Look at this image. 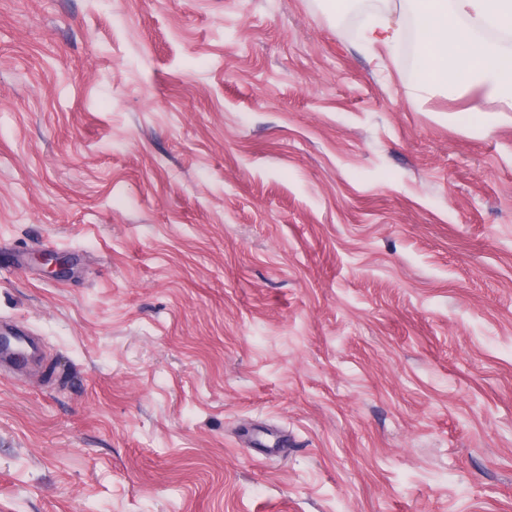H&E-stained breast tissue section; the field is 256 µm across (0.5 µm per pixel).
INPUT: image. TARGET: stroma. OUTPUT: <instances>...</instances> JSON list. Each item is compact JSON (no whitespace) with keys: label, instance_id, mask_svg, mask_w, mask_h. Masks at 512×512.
<instances>
[{"label":"stroma","instance_id":"35a3bbf8","mask_svg":"<svg viewBox=\"0 0 512 512\" xmlns=\"http://www.w3.org/2000/svg\"><path fill=\"white\" fill-rule=\"evenodd\" d=\"M363 2L0 0V512H512V112ZM399 19L389 16L384 22L367 29L366 38L373 44H383L387 47L396 42L399 37Z\"/></svg>","mask_w":512,"mask_h":512}]
</instances>
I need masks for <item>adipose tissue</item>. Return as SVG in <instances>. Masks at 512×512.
<instances>
[{
  "mask_svg": "<svg viewBox=\"0 0 512 512\" xmlns=\"http://www.w3.org/2000/svg\"><path fill=\"white\" fill-rule=\"evenodd\" d=\"M423 31L417 89L429 93L448 83H475L488 98L512 109V0H413ZM496 38H488V31Z\"/></svg>",
  "mask_w": 512,
  "mask_h": 512,
  "instance_id": "1",
  "label": "adipose tissue"
}]
</instances>
